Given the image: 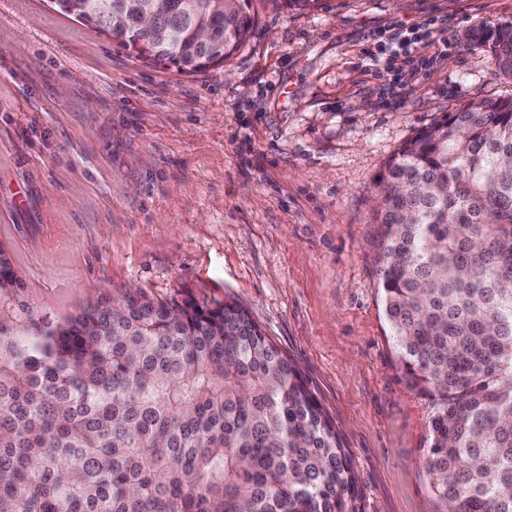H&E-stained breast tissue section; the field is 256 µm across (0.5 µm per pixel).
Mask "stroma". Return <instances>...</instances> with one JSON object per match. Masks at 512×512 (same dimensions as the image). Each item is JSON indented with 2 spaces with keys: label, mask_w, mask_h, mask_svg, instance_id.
<instances>
[{
  "label": "stroma",
  "mask_w": 512,
  "mask_h": 512,
  "mask_svg": "<svg viewBox=\"0 0 512 512\" xmlns=\"http://www.w3.org/2000/svg\"><path fill=\"white\" fill-rule=\"evenodd\" d=\"M252 36L193 75L147 64L50 0H0V247L52 321L120 288L233 301L308 380L356 471L359 512H444L428 397L393 347L376 275L377 178L460 103L512 96L463 47L405 69L365 50L427 16L512 26V0H254Z\"/></svg>",
  "instance_id": "35a3bbf8"
}]
</instances>
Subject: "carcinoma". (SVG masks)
I'll use <instances>...</instances> for the list:
<instances>
[{
  "label": "carcinoma",
  "instance_id": "cac0c4a2",
  "mask_svg": "<svg viewBox=\"0 0 512 512\" xmlns=\"http://www.w3.org/2000/svg\"><path fill=\"white\" fill-rule=\"evenodd\" d=\"M139 59L230 58L253 0H112ZM151 32L136 28L144 4ZM82 22L110 36L112 12ZM178 33L170 45L166 34ZM211 33V43L200 41ZM488 46L512 76V27ZM376 264L408 385L435 406L425 460L448 512H512V97L423 128L377 183ZM0 249V512H358L334 422L236 302L125 290L64 322L13 302Z\"/></svg>",
  "mask_w": 512,
  "mask_h": 512
}]
</instances>
